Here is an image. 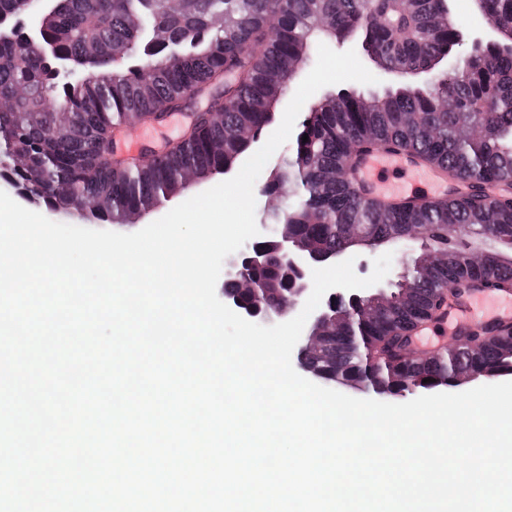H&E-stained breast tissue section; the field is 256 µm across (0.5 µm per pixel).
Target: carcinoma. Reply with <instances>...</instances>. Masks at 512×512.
Segmentation results:
<instances>
[{
  "label": "carcinoma",
  "instance_id": "obj_1",
  "mask_svg": "<svg viewBox=\"0 0 512 512\" xmlns=\"http://www.w3.org/2000/svg\"><path fill=\"white\" fill-rule=\"evenodd\" d=\"M476 11L512 39V0H473ZM34 7L0 0V19ZM436 0H57L45 28L54 52L86 73L64 82L49 57L20 41L0 42V151L25 158L11 168L15 184L37 192L49 212L84 207L85 221L123 223L128 216L182 192V173L206 180L224 173L250 148L245 130H263L286 97L293 68L316 63L318 45L350 38L379 69L400 74L428 68L458 45L463 20L436 21ZM181 56H170L172 45ZM92 45L133 49L137 57L112 62L89 56ZM206 95L208 104L183 139L162 156L131 162L104 159L112 125L160 122ZM71 124L57 131V116ZM308 141H303V135ZM374 148L416 155L464 181L467 191L382 207L349 183L347 170ZM512 184V55L492 49L465 61L431 88L401 84L382 96L328 94L306 118L269 172L264 192L282 207L271 236H288L312 252L376 250L424 232L384 305L361 314L366 299H339L325 309L336 322L325 352L309 353L310 373L329 386H365L383 397L408 387L452 386L464 376L491 377L512 365V330L480 327V350L466 346L425 357L399 358L392 345L432 317L449 288L480 285L512 290V198L485 194L487 183ZM69 193L60 195L57 187ZM101 198L107 208L90 205ZM479 250L484 262L467 254ZM443 258L429 263L425 255ZM254 276L265 287L279 281L271 256ZM429 382H423V379Z\"/></svg>",
  "mask_w": 512,
  "mask_h": 512
}]
</instances>
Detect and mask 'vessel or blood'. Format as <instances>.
<instances>
[{"instance_id":"b4317fda","label":"vessel or blood","mask_w":512,"mask_h":512,"mask_svg":"<svg viewBox=\"0 0 512 512\" xmlns=\"http://www.w3.org/2000/svg\"><path fill=\"white\" fill-rule=\"evenodd\" d=\"M353 187L381 204H397L415 197L420 187L443 188L448 176L407 154L373 150L356 159L349 170ZM512 322V294L477 290L452 301L440 322L424 321L413 331L429 352L445 349L446 338L485 320Z\"/></svg>"}]
</instances>
